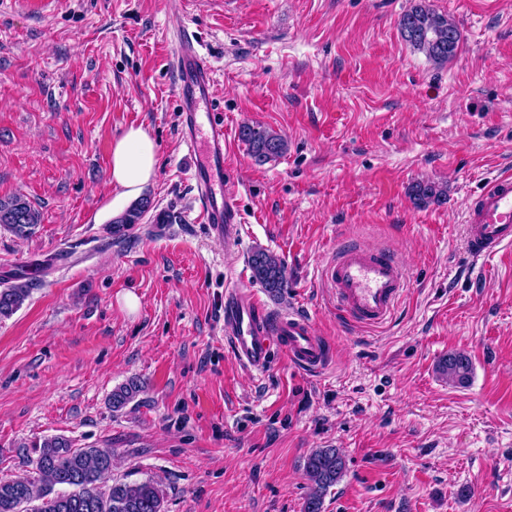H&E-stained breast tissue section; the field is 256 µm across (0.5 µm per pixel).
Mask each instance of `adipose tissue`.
<instances>
[{
	"label": "adipose tissue",
	"instance_id": "obj_1",
	"mask_svg": "<svg viewBox=\"0 0 512 512\" xmlns=\"http://www.w3.org/2000/svg\"><path fill=\"white\" fill-rule=\"evenodd\" d=\"M158 169L157 148L143 126L129 127L112 145L110 183L117 198H137Z\"/></svg>",
	"mask_w": 512,
	"mask_h": 512
}]
</instances>
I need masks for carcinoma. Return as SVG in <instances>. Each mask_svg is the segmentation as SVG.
Returning <instances> with one entry per match:
<instances>
[{"instance_id": "obj_1", "label": "carcinoma", "mask_w": 512, "mask_h": 512, "mask_svg": "<svg viewBox=\"0 0 512 512\" xmlns=\"http://www.w3.org/2000/svg\"><path fill=\"white\" fill-rule=\"evenodd\" d=\"M401 37L415 50L436 63L454 58L462 35L455 21L423 3H415L398 22ZM454 41L448 43V30ZM240 138L248 145L251 157L264 164L287 151V141L278 133L262 126L244 125ZM416 201L439 202L446 188L434 183H418L413 187ZM143 196L111 221L112 233L118 235L130 224H138L145 214ZM40 223V213L23 195L0 198V224L15 236L27 238ZM253 277L269 293L278 295L288 287V276L281 259L265 251L254 252L250 259ZM30 293L26 283L0 289V319L13 315ZM442 372L456 385L469 382L472 364L461 352L450 353L443 361ZM142 386L136 380L112 390L109 403L117 411L132 402ZM31 472L24 477L0 480V512H166L164 495L152 480L128 483L103 479L112 472V449L74 448L64 436L47 437L31 445H21ZM345 459L337 448H318L305 463V472L312 484L304 503V512H321L323 496L342 477Z\"/></svg>"}]
</instances>
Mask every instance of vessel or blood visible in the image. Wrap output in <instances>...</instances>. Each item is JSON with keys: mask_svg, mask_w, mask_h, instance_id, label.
<instances>
[{"mask_svg": "<svg viewBox=\"0 0 512 512\" xmlns=\"http://www.w3.org/2000/svg\"><path fill=\"white\" fill-rule=\"evenodd\" d=\"M174 93L180 107L183 140L202 160L193 171L201 214L211 236L225 248L239 246L241 213L235 195L225 192L224 124L211 113L213 72L187 28L172 39ZM467 246L472 260L512 246V176L490 179L467 208ZM336 306L349 322L375 326L386 322L406 286L393 256L383 249L350 246L337 252L324 270ZM223 328L240 365L248 372H265L273 351L305 372L324 370L329 347L312 323L295 313L268 311L258 293L232 286L224 291Z\"/></svg>", "mask_w": 512, "mask_h": 512, "instance_id": "b4317fda", "label": "vessel or blood"}]
</instances>
